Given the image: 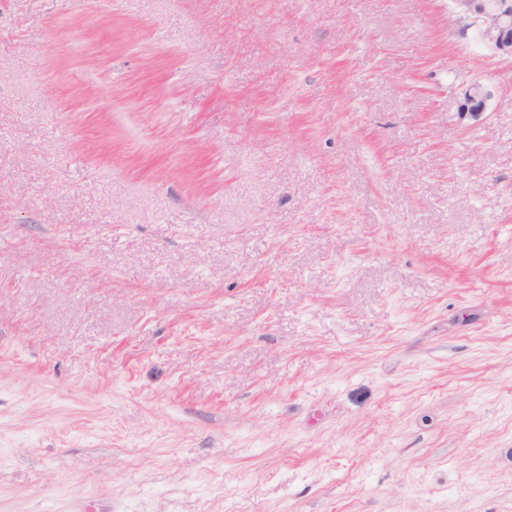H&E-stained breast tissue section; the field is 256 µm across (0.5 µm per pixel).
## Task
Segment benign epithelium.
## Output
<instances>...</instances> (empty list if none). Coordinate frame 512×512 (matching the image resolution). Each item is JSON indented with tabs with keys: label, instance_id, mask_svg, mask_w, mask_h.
<instances>
[{
	"label": "benign epithelium",
	"instance_id": "7a95c632",
	"mask_svg": "<svg viewBox=\"0 0 512 512\" xmlns=\"http://www.w3.org/2000/svg\"><path fill=\"white\" fill-rule=\"evenodd\" d=\"M456 16L473 17L482 46L494 57L512 59V0H453ZM493 93L473 80L462 86L456 102L459 121H478L488 112Z\"/></svg>",
	"mask_w": 512,
	"mask_h": 512
}]
</instances>
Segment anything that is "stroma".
Segmentation results:
<instances>
[{"label": "stroma", "mask_w": 512, "mask_h": 512, "mask_svg": "<svg viewBox=\"0 0 512 512\" xmlns=\"http://www.w3.org/2000/svg\"><path fill=\"white\" fill-rule=\"evenodd\" d=\"M0 512H512V59L451 0H0ZM492 98V91L481 81L473 80L463 85L456 102L458 120L479 121L488 112Z\"/></svg>", "instance_id": "stroma-1"}]
</instances>
